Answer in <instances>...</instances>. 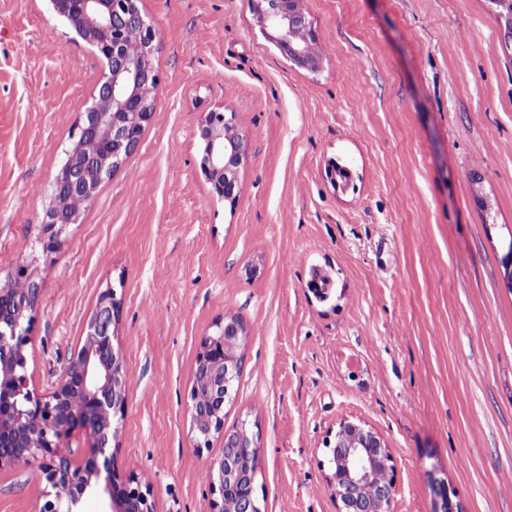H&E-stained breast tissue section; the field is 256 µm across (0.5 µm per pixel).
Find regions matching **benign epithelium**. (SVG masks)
Listing matches in <instances>:
<instances>
[{
	"label": "benign epithelium",
	"instance_id": "7a95c632",
	"mask_svg": "<svg viewBox=\"0 0 512 512\" xmlns=\"http://www.w3.org/2000/svg\"><path fill=\"white\" fill-rule=\"evenodd\" d=\"M54 10L106 62L91 106L83 113L77 139L55 178L52 200L44 213L48 243L77 221L72 202L94 199L101 182L136 150L154 111L161 83L155 65L159 36L147 22L139 0H51ZM258 22L269 29L297 66L320 69L317 35L299 0H256ZM200 169L213 190L233 200L241 192L239 172L247 141L234 116L213 110L198 127ZM25 283L23 291L13 288ZM37 284L25 267L0 284V470L20 462L37 463L45 483L40 512H83L89 496L101 499L102 512H155L147 479L112 469V442L118 415L127 402L123 357L114 347L120 302L114 289L100 295L88 321L84 344L62 377L43 394L28 388L25 348ZM246 330L233 318L214 325L201 339L190 390V413L196 446L224 439V452L209 463L207 479L212 512H260L254 494L255 441L247 426L224 430V405L234 393L240 372L238 351ZM78 432L88 442L77 463L65 441ZM329 483L338 512H391L394 476L375 480L383 468L394 471L393 457L381 438L356 423L343 421L336 434Z\"/></svg>",
	"mask_w": 512,
	"mask_h": 512
}]
</instances>
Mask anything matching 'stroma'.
I'll return each instance as SVG.
<instances>
[{
  "label": "stroma",
  "instance_id": "1",
  "mask_svg": "<svg viewBox=\"0 0 512 512\" xmlns=\"http://www.w3.org/2000/svg\"><path fill=\"white\" fill-rule=\"evenodd\" d=\"M321 69L295 66L253 0H141L162 83L136 150L45 249L42 218L104 71L50 0H0V281L39 284L26 347L46 393L100 294L121 303L128 377L112 464L156 512H211L189 392L199 342L247 327L224 426L258 445L261 512H338L342 421L382 438L393 512H512V52L489 0H301ZM248 136L236 201L199 167L198 126ZM351 178L336 186L332 164ZM328 277L326 297L310 289ZM35 462L0 512H39Z\"/></svg>",
  "mask_w": 512,
  "mask_h": 512
}]
</instances>
